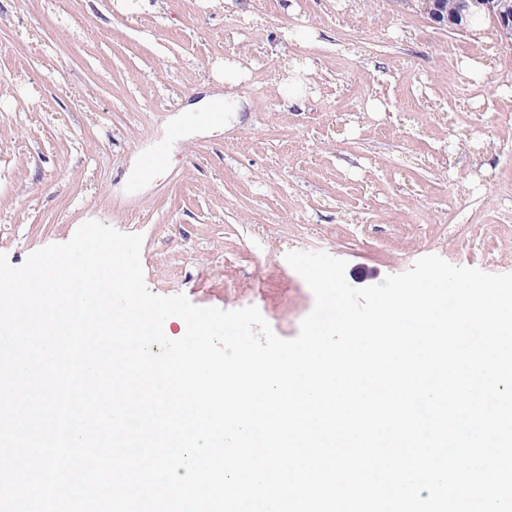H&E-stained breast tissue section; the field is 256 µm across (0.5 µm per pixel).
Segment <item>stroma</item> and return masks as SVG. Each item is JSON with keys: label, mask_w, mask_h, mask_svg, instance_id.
<instances>
[{"label": "stroma", "mask_w": 512, "mask_h": 512, "mask_svg": "<svg viewBox=\"0 0 512 512\" xmlns=\"http://www.w3.org/2000/svg\"><path fill=\"white\" fill-rule=\"evenodd\" d=\"M0 0V253L96 220L143 236L147 288L297 335L287 252L363 288L435 254L512 272V43L392 0ZM248 31L226 33L237 19ZM246 70L221 80L225 59ZM302 73V106L285 76ZM242 99L236 117L189 111ZM166 164L142 173L145 156Z\"/></svg>", "instance_id": "1"}]
</instances>
